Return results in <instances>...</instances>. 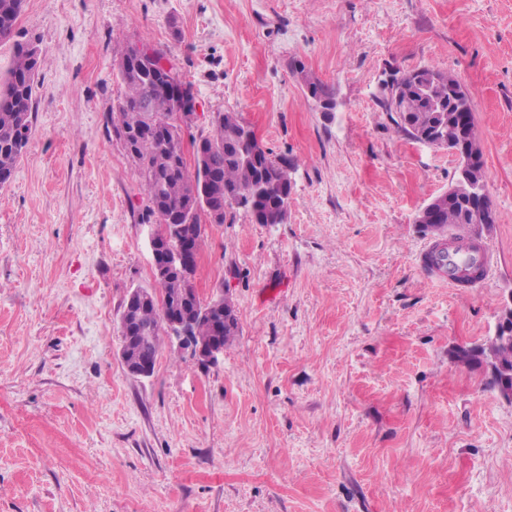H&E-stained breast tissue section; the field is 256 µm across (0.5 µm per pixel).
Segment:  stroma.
Here are the masks:
<instances>
[{
	"label": "stroma",
	"mask_w": 512,
	"mask_h": 512,
	"mask_svg": "<svg viewBox=\"0 0 512 512\" xmlns=\"http://www.w3.org/2000/svg\"><path fill=\"white\" fill-rule=\"evenodd\" d=\"M17 41L39 89L0 185V512H512V401L450 355L512 295V0H26L0 79ZM136 44L194 86L184 143L236 112L291 167L284 223L205 226L195 285L239 319L223 363L165 340L139 378L119 319L154 275L108 132ZM424 66L472 96L498 263L471 288L424 273L415 222L458 159L383 104Z\"/></svg>",
	"instance_id": "stroma-1"
}]
</instances>
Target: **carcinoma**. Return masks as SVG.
Wrapping results in <instances>:
<instances>
[{
    "instance_id": "carcinoma-1",
    "label": "carcinoma",
    "mask_w": 512,
    "mask_h": 512,
    "mask_svg": "<svg viewBox=\"0 0 512 512\" xmlns=\"http://www.w3.org/2000/svg\"><path fill=\"white\" fill-rule=\"evenodd\" d=\"M38 47L14 45V59L7 78L0 83V184L6 183L23 155L24 129H31L36 101V75L39 64ZM125 86L124 97L112 110V136L119 140L139 177L146 205L141 219L157 224H171L180 215L191 224L220 212L222 218L232 217L239 208L253 203L258 224L276 220L283 196L291 189L288 163L265 154L254 161H245L249 152L244 138L246 125L235 112H218L210 129L199 136L202 159L192 165L181 158L175 147L182 128L177 114L186 111L187 100L179 94H165L157 86L155 73L147 65L130 63L120 71ZM312 98L332 110L333 92L322 82L305 81ZM462 84L452 73L424 67L393 76L391 94L402 107L397 128L415 140L438 148L452 149L449 141L456 137L459 123L476 135L471 96L460 94ZM486 172L479 164L469 177L457 178L440 201L437 210H423L417 220L423 231L438 238L430 262L441 264L448 259L443 240L448 228L461 225L480 234L486 228L469 209L475 188H484ZM215 304H224L230 321L222 325L221 343L229 347L239 332L238 318L231 301L218 295ZM168 309L151 306L141 311V330L127 346L131 357L154 361L160 341L166 332ZM192 335L198 343L217 337L214 324L207 316L197 318ZM453 357L468 366L481 367L493 363L498 372H512V337L488 339L481 345L459 347Z\"/></svg>"
}]
</instances>
